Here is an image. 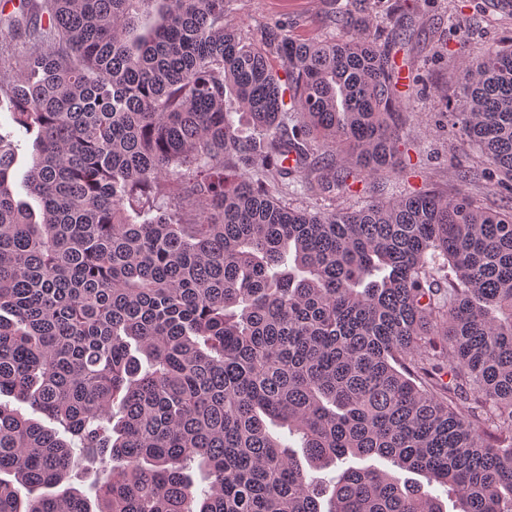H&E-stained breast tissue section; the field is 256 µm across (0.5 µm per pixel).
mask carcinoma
Segmentation results:
<instances>
[{"mask_svg":"<svg viewBox=\"0 0 512 512\" xmlns=\"http://www.w3.org/2000/svg\"><path fill=\"white\" fill-rule=\"evenodd\" d=\"M228 2L4 18L27 42L0 32V394L58 428L0 403V512H446L442 492L512 512V211L279 197L395 171L404 12L383 44L367 0L326 39L277 22L252 43ZM458 76L452 125L512 191V38ZM23 142L37 212L12 186ZM372 456L393 470L344 466ZM77 457L104 473L93 502ZM332 466L329 491L313 472Z\"/></svg>","mask_w":512,"mask_h":512,"instance_id":"carcinoma-1","label":"carcinoma"}]
</instances>
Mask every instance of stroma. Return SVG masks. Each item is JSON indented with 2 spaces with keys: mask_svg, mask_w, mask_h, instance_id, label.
Here are the masks:
<instances>
[{
  "mask_svg": "<svg viewBox=\"0 0 512 512\" xmlns=\"http://www.w3.org/2000/svg\"><path fill=\"white\" fill-rule=\"evenodd\" d=\"M347 0H232L231 16L252 35L263 26L284 22L290 34L311 39L328 35L326 19ZM377 27L401 6L409 19L403 43L392 49L403 79L398 156L400 174L359 182L360 197L383 201L424 191L443 196L471 195L491 212L512 210V193L495 187L476 168V150L452 128L450 112L463 98L456 82L459 63L478 49L512 37V14L494 0H370Z\"/></svg>",
  "mask_w": 512,
  "mask_h": 512,
  "instance_id": "obj_1",
  "label": "stroma"
}]
</instances>
